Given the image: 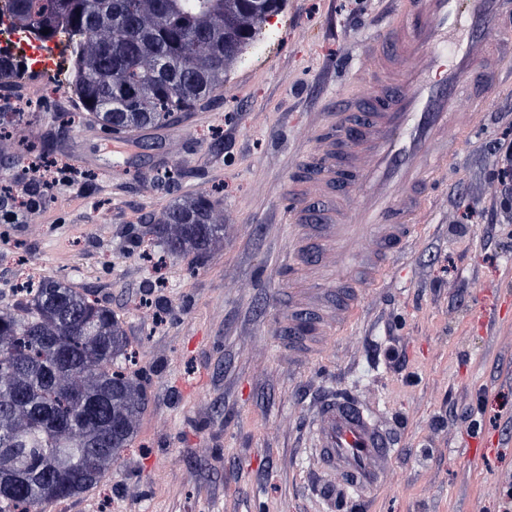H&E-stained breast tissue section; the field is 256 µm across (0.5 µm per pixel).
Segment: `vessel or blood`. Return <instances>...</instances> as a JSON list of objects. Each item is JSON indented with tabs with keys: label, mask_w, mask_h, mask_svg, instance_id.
Instances as JSON below:
<instances>
[{
	"label": "vessel or blood",
	"mask_w": 512,
	"mask_h": 512,
	"mask_svg": "<svg viewBox=\"0 0 512 512\" xmlns=\"http://www.w3.org/2000/svg\"><path fill=\"white\" fill-rule=\"evenodd\" d=\"M391 24L377 38L375 74L362 95L340 98L312 133L313 155H301L300 187L279 208L293 248L285 263L306 297L326 277L376 287L387 260L414 244L432 206V187L454 159L448 127L470 131L512 89V0H388ZM364 195L363 208L351 206ZM321 225L333 261L327 275L304 277L308 227ZM346 295L316 335L359 321ZM327 468L340 469L358 495L379 488L378 470L393 440L353 398L325 399L315 420Z\"/></svg>",
	"instance_id": "obj_1"
}]
</instances>
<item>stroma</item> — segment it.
<instances>
[{"mask_svg":"<svg viewBox=\"0 0 512 512\" xmlns=\"http://www.w3.org/2000/svg\"><path fill=\"white\" fill-rule=\"evenodd\" d=\"M384 0H286L282 37L247 50L208 105L125 145L67 127L66 179L31 181L41 202L0 224V291L20 250L71 276L125 321L152 374L138 437L89 492L45 512H506L512 506V212L492 178L512 139V94L462 143L430 224L391 257L363 315L317 347L286 336L289 249L271 223L311 127L335 98L326 69L372 71L366 41ZM177 172L173 181L165 172ZM219 192L224 248L209 257L117 258L130 228L157 223L179 196ZM505 305L495 333L481 307ZM365 402L398 454L382 488L356 500L327 473L309 423L321 401ZM483 448L472 463L471 447Z\"/></svg>","mask_w":512,"mask_h":512,"instance_id":"1","label":"stroma"}]
</instances>
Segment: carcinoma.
<instances>
[{"instance_id":"cac0c4a2","label":"carcinoma","mask_w":512,"mask_h":512,"mask_svg":"<svg viewBox=\"0 0 512 512\" xmlns=\"http://www.w3.org/2000/svg\"><path fill=\"white\" fill-rule=\"evenodd\" d=\"M10 10L38 40L68 32L79 121L116 141L189 118L267 22L252 0H10ZM201 41L214 55L199 54ZM123 87L138 90L135 107L116 102ZM146 236L170 255L208 257L224 247V207L185 196L132 242ZM12 298L0 306V487L26 481L0 512H30L98 485L138 435L147 376L131 369L120 318L68 280L45 276Z\"/></svg>"}]
</instances>
